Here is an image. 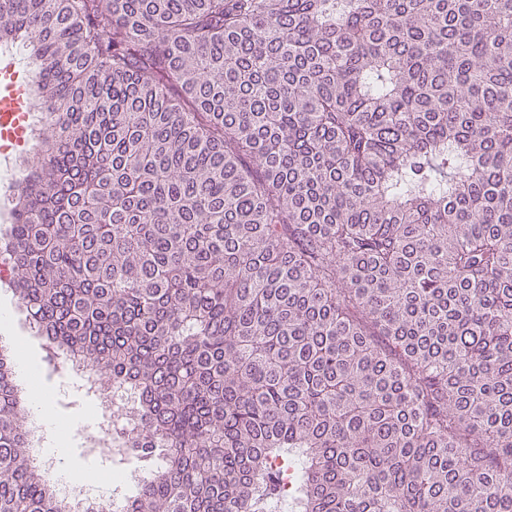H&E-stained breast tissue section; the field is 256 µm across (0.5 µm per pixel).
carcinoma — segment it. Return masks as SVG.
Returning <instances> with one entry per match:
<instances>
[{"instance_id": "1", "label": "carcinoma", "mask_w": 512, "mask_h": 512, "mask_svg": "<svg viewBox=\"0 0 512 512\" xmlns=\"http://www.w3.org/2000/svg\"><path fill=\"white\" fill-rule=\"evenodd\" d=\"M6 276L112 394L120 512H512V0H0ZM0 512H72L0 355ZM0 60H5L0 61V65L11 63L14 69L22 76L29 74L24 70V64H19L13 57H0ZM12 66L6 65L0 69V125L3 128H15L19 112H24L30 102L24 88L25 80L13 70ZM39 116L40 112L33 105H31L27 112H24L27 140H31L33 137L38 125Z\"/></svg>"}]
</instances>
